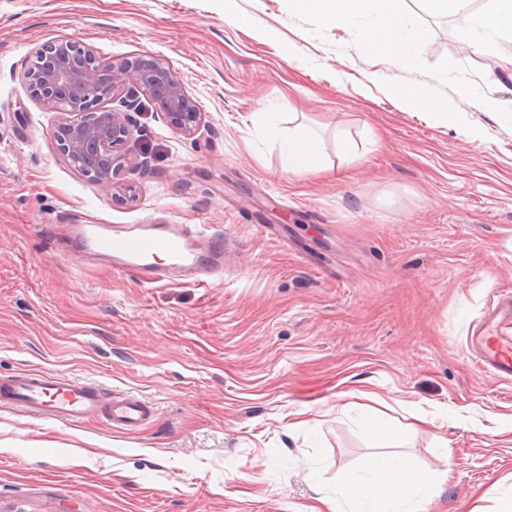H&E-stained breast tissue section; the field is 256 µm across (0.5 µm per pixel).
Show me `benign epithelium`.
Instances as JSON below:
<instances>
[{"mask_svg": "<svg viewBox=\"0 0 512 512\" xmlns=\"http://www.w3.org/2000/svg\"><path fill=\"white\" fill-rule=\"evenodd\" d=\"M22 79L31 97L49 108L65 107L56 129L59 149L84 177L103 185L135 165L128 151L133 124L129 111L108 108L119 90L137 85L151 95L176 132L194 135L202 122L198 102L160 56L137 57L119 65L94 57L72 39L34 52Z\"/></svg>", "mask_w": 512, "mask_h": 512, "instance_id": "obj_1", "label": "benign epithelium"}]
</instances>
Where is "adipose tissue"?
Instances as JSON below:
<instances>
[{"label":"adipose tissue","instance_id":"obj_1","mask_svg":"<svg viewBox=\"0 0 512 512\" xmlns=\"http://www.w3.org/2000/svg\"><path fill=\"white\" fill-rule=\"evenodd\" d=\"M424 2L435 14L465 15L460 38L477 50L495 52L500 39L512 38V0H487L477 9L473 0ZM280 137L286 171L311 176L324 172L319 143L309 127H295ZM366 429L375 444L387 447V454L371 456L362 469L346 473L334 490L317 497L311 512H344L348 505L353 512H423L429 496L446 480L447 471L420 469L408 456L394 453L403 433L391 421L377 416L367 422Z\"/></svg>","mask_w":512,"mask_h":512}]
</instances>
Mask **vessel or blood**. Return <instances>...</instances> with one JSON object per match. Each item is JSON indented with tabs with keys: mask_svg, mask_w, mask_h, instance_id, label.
I'll return each instance as SVG.
<instances>
[{
	"mask_svg": "<svg viewBox=\"0 0 512 512\" xmlns=\"http://www.w3.org/2000/svg\"><path fill=\"white\" fill-rule=\"evenodd\" d=\"M69 238L82 259L108 258L115 269L147 283L176 276L204 284L224 271V241L192 224H74ZM165 254L167 263L155 260ZM491 330H478L473 358L483 372L512 380V299L498 298ZM0 405L76 425L104 417L114 431L134 434L153 417L150 401L129 393L106 395L100 386L62 377L50 369H27L0 378Z\"/></svg>",
	"mask_w": 512,
	"mask_h": 512,
	"instance_id": "obj_1",
	"label": "vessel or blood"
}]
</instances>
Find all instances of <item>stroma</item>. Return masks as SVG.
Instances as JSON below:
<instances>
[{
  "label": "stroma",
  "mask_w": 512,
  "mask_h": 512,
  "mask_svg": "<svg viewBox=\"0 0 512 512\" xmlns=\"http://www.w3.org/2000/svg\"><path fill=\"white\" fill-rule=\"evenodd\" d=\"M236 2L247 24L222 0H0V377L44 367L156 407L135 434L0 407V512H308L373 452L361 391L418 466L447 469L428 512L512 497V381L469 350L512 293V126L453 90L466 126L408 110L383 80L431 75L364 57L349 28L317 38L287 0ZM412 8L425 63L480 69L512 109V42L477 52ZM62 38L164 57L197 133L128 87L136 165L89 181L21 81ZM264 112L312 127L328 173L283 172ZM146 222L223 235V274L145 284L52 241L58 224Z\"/></svg>",
  "instance_id": "stroma-1"
}]
</instances>
